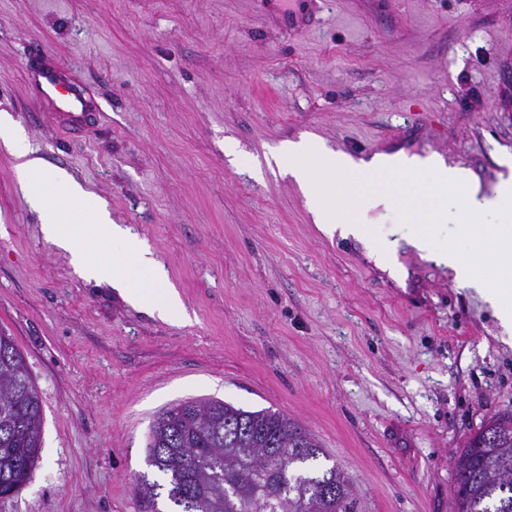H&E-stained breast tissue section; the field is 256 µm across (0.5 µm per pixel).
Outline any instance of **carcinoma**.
Returning a JSON list of instances; mask_svg holds the SVG:
<instances>
[{"label":"carcinoma","mask_w":512,"mask_h":512,"mask_svg":"<svg viewBox=\"0 0 512 512\" xmlns=\"http://www.w3.org/2000/svg\"><path fill=\"white\" fill-rule=\"evenodd\" d=\"M42 404L14 337L0 331V498L17 496L39 459ZM287 456L273 468L260 449ZM139 494L165 512H355L352 481L337 466L320 469L317 439L269 409L244 410L217 399L162 412L148 435ZM455 512H512V413L485 421L454 456Z\"/></svg>","instance_id":"carcinoma-1"}]
</instances>
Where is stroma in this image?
I'll list each match as a JSON object with an SVG mask.
<instances>
[{
	"label": "stroma",
	"instance_id": "35a3bbf8",
	"mask_svg": "<svg viewBox=\"0 0 512 512\" xmlns=\"http://www.w3.org/2000/svg\"><path fill=\"white\" fill-rule=\"evenodd\" d=\"M63 63L96 118L70 129L29 75ZM0 114L165 267L189 322L84 278L47 241L0 140V328L42 400L32 478L0 512H150L148 434L215 398L287 414L357 491V512H454L453 457L512 410V334L454 272L405 246L397 283L328 237L268 157L316 136L357 160L405 152L512 176V0H322L306 22L259 0H0ZM397 196L377 240L423 227ZM478 274L459 219L433 227Z\"/></svg>",
	"mask_w": 512,
	"mask_h": 512
}]
</instances>
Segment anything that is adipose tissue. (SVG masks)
I'll list each match as a JSON object with an SVG mask.
<instances>
[{
	"instance_id": "1",
	"label": "adipose tissue",
	"mask_w": 512,
	"mask_h": 512,
	"mask_svg": "<svg viewBox=\"0 0 512 512\" xmlns=\"http://www.w3.org/2000/svg\"><path fill=\"white\" fill-rule=\"evenodd\" d=\"M277 156L294 158L289 172L301 187L315 224L328 236L361 242L376 263L398 280L404 279L406 272L398 261L397 246L374 245L369 232L371 211L390 208L394 195L387 185H374L372 179L386 175L409 179L420 175L428 177L436 188L439 204L425 213L426 223L447 224L459 216L469 220L474 226V244L493 249L500 274L493 279L475 275L455 246L432 250L431 235L426 231L410 237L409 246L437 265L452 269L458 282L473 288L491 306L503 329L512 328V225L485 221L488 214L512 210V179L501 181L494 194L487 196L479 185L471 183L464 168L446 166L438 157L378 154L370 160L357 161L311 138L283 142ZM308 158L331 172V179L317 180L304 164ZM459 187L466 188L467 196L462 209L457 210L449 203L448 192ZM340 198L351 201L352 209H337L336 201Z\"/></svg>"
}]
</instances>
